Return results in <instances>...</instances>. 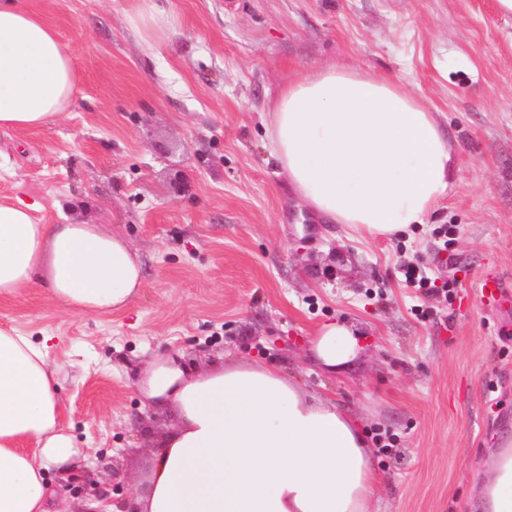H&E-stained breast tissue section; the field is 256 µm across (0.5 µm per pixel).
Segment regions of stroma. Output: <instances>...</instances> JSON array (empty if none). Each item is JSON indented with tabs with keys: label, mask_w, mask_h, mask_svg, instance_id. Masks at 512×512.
I'll list each match as a JSON object with an SVG mask.
<instances>
[{
	"label": "stroma",
	"mask_w": 512,
	"mask_h": 512,
	"mask_svg": "<svg viewBox=\"0 0 512 512\" xmlns=\"http://www.w3.org/2000/svg\"><path fill=\"white\" fill-rule=\"evenodd\" d=\"M24 2L70 48L78 83L55 123L0 131V198L39 201L42 224L118 231L146 279L121 313L68 312L37 287L0 301V327L48 340L63 423L86 445L61 506L85 512L89 484L144 491L176 421L141 393L156 361L257 359L386 444L378 512H472L471 474L512 422V301L475 299L490 273L512 293V14L498 0ZM138 12L159 25L135 31ZM330 64L390 77L436 112L456 188L428 223L355 239L294 199L266 114L297 73ZM410 262L431 288L406 284ZM329 320L361 333L333 373L311 351Z\"/></svg>",
	"instance_id": "obj_1"
}]
</instances>
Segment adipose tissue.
I'll list each match as a JSON object with an SVG mask.
<instances>
[{"label":"adipose tissue","instance_id":"1","mask_svg":"<svg viewBox=\"0 0 512 512\" xmlns=\"http://www.w3.org/2000/svg\"><path fill=\"white\" fill-rule=\"evenodd\" d=\"M77 72L56 30L23 0H0V130L34 129L72 102ZM271 155L318 219L361 238L426 223L455 187L454 158L426 102L389 77L328 65L284 85L266 120ZM39 203L0 202V299L38 286L82 313L125 310L144 288L138 251L100 224H39ZM328 370L359 350L350 324L312 342ZM46 343L0 329V512H51L47 476L77 467ZM146 396L178 420L134 512H375L373 448L335 402L262 361L196 374L157 366ZM478 512H512V458L494 465Z\"/></svg>","mask_w":512,"mask_h":512}]
</instances>
